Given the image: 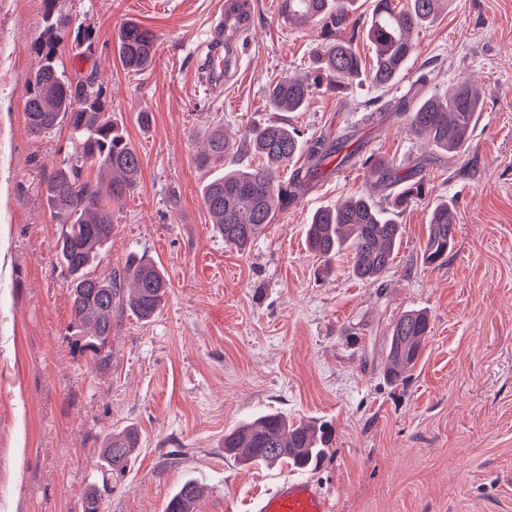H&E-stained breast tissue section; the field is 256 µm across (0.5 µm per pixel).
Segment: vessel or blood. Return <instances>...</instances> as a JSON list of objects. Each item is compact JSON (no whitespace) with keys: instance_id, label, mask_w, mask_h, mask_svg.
<instances>
[{"instance_id":"vessel-or-blood-1","label":"vessel or blood","mask_w":512,"mask_h":512,"mask_svg":"<svg viewBox=\"0 0 512 512\" xmlns=\"http://www.w3.org/2000/svg\"><path fill=\"white\" fill-rule=\"evenodd\" d=\"M247 0H224V10L209 28L206 53L200 64L205 88L222 86L224 73L239 60V42L251 28ZM333 495L310 479L279 481L271 490L255 498L252 512H334Z\"/></svg>"}]
</instances>
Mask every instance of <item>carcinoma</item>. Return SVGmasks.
<instances>
[{
	"instance_id": "1",
	"label": "carcinoma",
	"mask_w": 512,
	"mask_h": 512,
	"mask_svg": "<svg viewBox=\"0 0 512 512\" xmlns=\"http://www.w3.org/2000/svg\"><path fill=\"white\" fill-rule=\"evenodd\" d=\"M47 38L41 45L42 62L25 86L28 127L35 135L49 134L61 122L71 130L75 147L46 181V199L62 231L57 254L70 277L71 311L83 350L98 355L112 336V314L122 305L133 316L151 320L167 293L164 273L151 260L133 257L124 276L93 277L88 268L112 235V208L122 204L137 185L141 162L137 150L112 122L97 72L90 69L75 80L58 66L54 37L71 27L69 17L56 9L57 0H43ZM355 0H280L281 16L301 25L316 24L322 42L303 78L283 76L267 88V103L274 112H299L318 91L338 93L365 78L384 87L405 70L416 50L415 31L430 23L447 0H374L363 32L374 49L373 63L365 68L357 55L353 37H344ZM156 38L136 23L125 24L118 34L120 59L126 69H147L155 54ZM483 96L468 79L455 85L444 98L430 93L391 100L387 107L406 121L416 135L427 136L433 146L451 157L469 147L472 129L483 108ZM207 149L199 165L207 167L214 159L240 151H252L263 158L255 168H226L224 176L207 182L203 201L212 224L224 243L240 251L248 249L263 229L279 213L296 203L319 181L330 175L328 166L348 163L359 152L361 143L354 133L334 139L318 136L302 141L288 125L270 122L243 132L232 143L221 127L207 131ZM306 154V162L292 166ZM291 167L288 182L280 180L281 170ZM94 169L108 177L106 188L85 176ZM376 177L372 187L386 188L397 182L402 187L393 206L400 208L421 197L425 184L407 175L399 177L385 163L370 164ZM455 235L448 204L434 206L430 214L428 238L423 259L433 265L448 257ZM401 236V225L393 210L377 207L365 195L349 197L335 205L316 210L308 227V249L325 266L347 251L352 272L361 280L380 277L394 260ZM131 279L125 289L122 280ZM429 319L420 312L400 316L393 324L387 344L386 376L399 380L418 361ZM332 433L326 425L288 423L278 413H265L254 422L224 434V453L241 463L274 465L286 463L299 470H313L326 455ZM138 436L132 429L110 433L99 449V463L105 485L90 490L81 503L82 512H100L105 493L112 490V478L120 477L134 463ZM200 489L193 480L185 481L165 506V512H194Z\"/></svg>"
}]
</instances>
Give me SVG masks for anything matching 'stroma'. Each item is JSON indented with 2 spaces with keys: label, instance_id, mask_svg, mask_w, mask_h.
Returning <instances> with one entry per match:
<instances>
[{
  "label": "stroma",
  "instance_id": "stroma-1",
  "mask_svg": "<svg viewBox=\"0 0 512 512\" xmlns=\"http://www.w3.org/2000/svg\"><path fill=\"white\" fill-rule=\"evenodd\" d=\"M249 2L253 40L223 90L209 92L193 69L224 0H57L95 40L89 56L61 33L58 63L70 75L96 69L141 159L92 272H123L137 255L168 281L151 321L116 308L111 340L93 357L70 327L61 226L45 196L71 131L62 123L37 136L25 117L43 3L0 0V512H81L100 478L97 448L126 427L138 433L137 458L101 512H164L187 479L203 489L195 512H251L254 494L295 470L237 464L224 434L268 412L332 426L308 476L331 488L335 512H512V0H451L420 29L393 85L319 92L301 112L270 111L265 90L305 75L319 29L286 22L280 0ZM128 22L156 37L152 65L137 74L117 49ZM464 77L485 99L462 156L448 158L386 109L419 79L443 96ZM140 112L152 114L150 126ZM272 121L306 139L351 128L364 150L240 252L210 222L202 188L211 174L196 157L214 124L236 139ZM369 157L427 189L397 213L394 261L373 281L352 274L349 254L329 272L306 249L316 209L362 192L390 207L393 188H369ZM443 201L454 244L429 265V214ZM410 311L425 313L431 332L417 364L392 382L387 338Z\"/></svg>",
  "mask_w": 512,
  "mask_h": 512
}]
</instances>
